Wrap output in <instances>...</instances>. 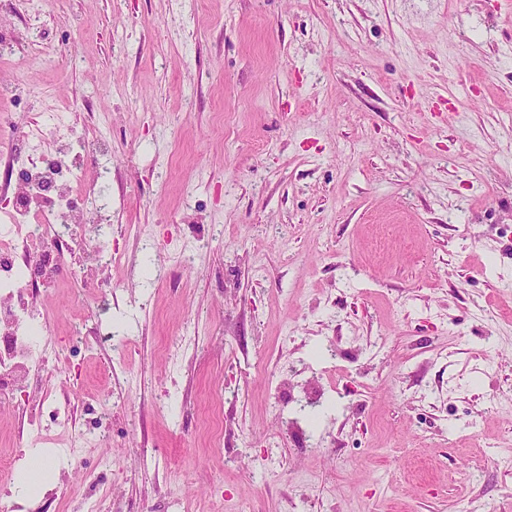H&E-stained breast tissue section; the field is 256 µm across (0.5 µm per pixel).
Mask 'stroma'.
<instances>
[{
  "label": "stroma",
  "mask_w": 512,
  "mask_h": 512,
  "mask_svg": "<svg viewBox=\"0 0 512 512\" xmlns=\"http://www.w3.org/2000/svg\"><path fill=\"white\" fill-rule=\"evenodd\" d=\"M0 36V128L111 122L79 234L124 256L111 299H42L64 350L34 387L116 403L23 512H512L502 0H0ZM85 321L122 351L68 349ZM314 390L299 442L277 421Z\"/></svg>",
  "instance_id": "35a3bbf8"
}]
</instances>
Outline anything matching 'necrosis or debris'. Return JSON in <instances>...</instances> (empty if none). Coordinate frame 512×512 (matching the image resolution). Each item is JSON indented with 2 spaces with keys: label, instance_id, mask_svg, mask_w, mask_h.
Returning <instances> with one entry per match:
<instances>
[{
  "label": "necrosis or debris",
  "instance_id": "1",
  "mask_svg": "<svg viewBox=\"0 0 512 512\" xmlns=\"http://www.w3.org/2000/svg\"><path fill=\"white\" fill-rule=\"evenodd\" d=\"M112 132L74 122L33 123L0 139V166L20 178L13 209L0 216V407L13 404L31 378L57 366L61 352L47 333L49 313L40 305L54 287L71 254L76 230L99 207L88 180L98 157L109 153ZM107 233H98L86 264L72 273L83 285L82 298L94 303L104 282L100 271L122 263ZM23 443L53 445L75 458L100 445L98 428L80 424L70 398L54 400L48 417L31 418Z\"/></svg>",
  "mask_w": 512,
  "mask_h": 512
}]
</instances>
